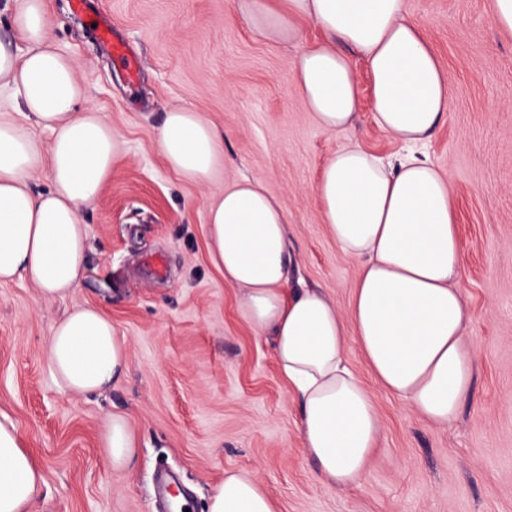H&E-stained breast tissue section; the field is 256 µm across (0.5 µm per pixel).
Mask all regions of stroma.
Segmentation results:
<instances>
[{"label":"stroma","mask_w":512,"mask_h":512,"mask_svg":"<svg viewBox=\"0 0 512 512\" xmlns=\"http://www.w3.org/2000/svg\"><path fill=\"white\" fill-rule=\"evenodd\" d=\"M52 39L88 89L82 108L120 137L121 159L83 207L86 278L63 299L19 278L0 285V416L42 464L34 512H165L157 475L177 473L192 512H206L227 470L253 473L280 512H512V33L494 0H405L434 44L453 101L428 156L449 174L467 261V330L479 347L471 393L440 428L375 385L356 348L351 369L378 405L382 438L360 484L321 485L298 441L300 413L271 337L238 310L236 288L211 262L206 210L241 178L263 183L288 212L292 280L348 309L358 262L323 222L316 183L336 135L296 101L293 46L255 36L233 0H48ZM111 16L139 55L128 88L87 23ZM355 71V134L380 156L400 146L372 121L370 74ZM202 113L222 133L226 160L210 182L174 172L159 150L165 112ZM75 305L106 313L127 340L129 370L88 396L63 393L44 360L54 325ZM131 423L138 450L114 471L100 446L112 415Z\"/></svg>","instance_id":"stroma-1"}]
</instances>
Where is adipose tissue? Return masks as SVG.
<instances>
[{"instance_id": "ef3b65f1", "label": "adipose tissue", "mask_w": 512, "mask_h": 512, "mask_svg": "<svg viewBox=\"0 0 512 512\" xmlns=\"http://www.w3.org/2000/svg\"><path fill=\"white\" fill-rule=\"evenodd\" d=\"M255 33L299 52L293 83L300 105L322 130L342 140L318 183L323 221L340 250L359 262L350 306L323 290L292 285L288 213L260 182L244 179L218 192L206 213L214 266L239 291L238 309L272 336L277 365L301 410L299 440L317 479L345 489L363 478L379 445L377 405L348 366L356 347L375 382L424 421L451 425L467 398L478 348L463 297L465 251L449 177L425 147L451 103L435 49L411 21L403 0H234ZM13 34L25 52L0 42V90L18 99L20 117L49 130L48 145L0 119V284L29 278L41 297L63 298L86 277L82 207L100 194L120 159L119 136L93 110L72 60L50 35L47 0H13ZM322 36L309 43L304 26ZM372 78V120L399 142L382 157L350 136L361 101L353 55ZM221 136L201 113L166 112L159 149L194 182L221 164ZM47 167L53 188L33 193L30 173ZM45 359L63 392H100L128 367L127 342L111 319L76 306L56 323ZM101 446L113 469L126 468L137 439L126 417L112 416ZM44 484L41 466L10 420H0V512H32ZM208 512H279L247 472L228 471Z\"/></svg>"}]
</instances>
